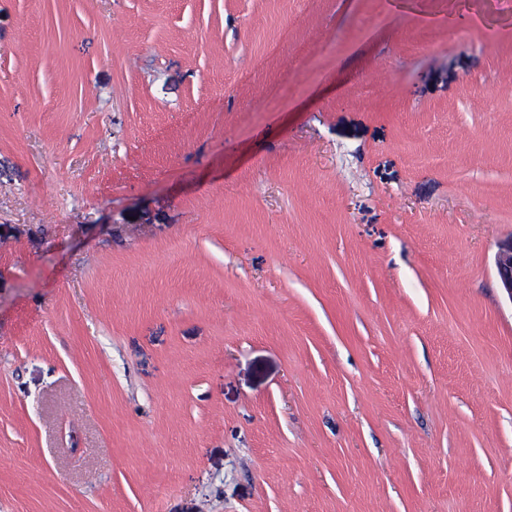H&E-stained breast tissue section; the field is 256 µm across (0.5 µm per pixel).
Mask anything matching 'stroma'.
Returning a JSON list of instances; mask_svg holds the SVG:
<instances>
[{
	"label": "stroma",
	"instance_id": "stroma-1",
	"mask_svg": "<svg viewBox=\"0 0 512 512\" xmlns=\"http://www.w3.org/2000/svg\"><path fill=\"white\" fill-rule=\"evenodd\" d=\"M511 238L501 0H0V512H512ZM495 267L500 287L512 301V238L499 245Z\"/></svg>",
	"mask_w": 512,
	"mask_h": 512
}]
</instances>
